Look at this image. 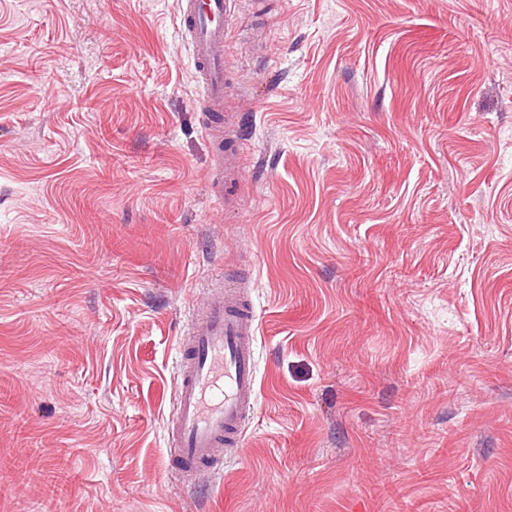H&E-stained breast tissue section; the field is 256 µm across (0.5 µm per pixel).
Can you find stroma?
<instances>
[{
  "label": "stroma",
  "instance_id": "1",
  "mask_svg": "<svg viewBox=\"0 0 512 512\" xmlns=\"http://www.w3.org/2000/svg\"><path fill=\"white\" fill-rule=\"evenodd\" d=\"M216 191L175 0H0V512H512V0H237ZM247 282L217 480L177 345ZM257 315L251 299L213 288L197 307L182 341L168 422L172 467L184 480L215 470L219 448L241 442L258 386Z\"/></svg>",
  "mask_w": 512,
  "mask_h": 512
}]
</instances>
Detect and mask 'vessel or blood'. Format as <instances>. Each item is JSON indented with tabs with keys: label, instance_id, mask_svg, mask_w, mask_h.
Listing matches in <instances>:
<instances>
[{
	"label": "vessel or blood",
	"instance_id": "b4317fda",
	"mask_svg": "<svg viewBox=\"0 0 512 512\" xmlns=\"http://www.w3.org/2000/svg\"><path fill=\"white\" fill-rule=\"evenodd\" d=\"M228 0H176L195 78L208 112L224 110V35ZM257 315L251 299L229 288L207 292L182 342L168 422L172 466L193 480L216 469L218 451L241 441L258 386Z\"/></svg>",
	"mask_w": 512,
	"mask_h": 512
}]
</instances>
